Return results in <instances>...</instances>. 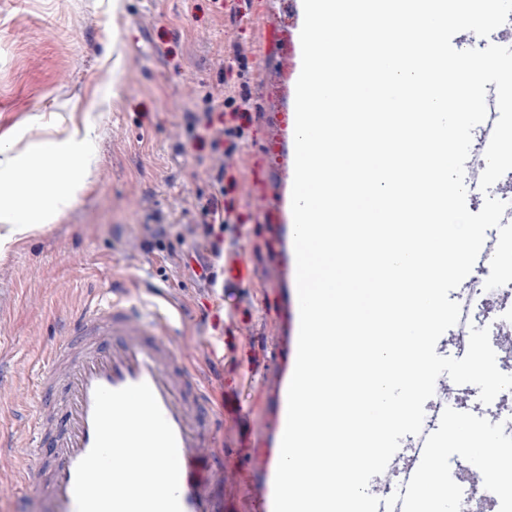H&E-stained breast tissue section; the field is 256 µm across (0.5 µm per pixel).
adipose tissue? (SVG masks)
Listing matches in <instances>:
<instances>
[{
  "label": "adipose tissue",
  "mask_w": 512,
  "mask_h": 512,
  "mask_svg": "<svg viewBox=\"0 0 512 512\" xmlns=\"http://www.w3.org/2000/svg\"><path fill=\"white\" fill-rule=\"evenodd\" d=\"M94 149L92 126L38 141L29 154L0 153V260L56 220L62 202L85 185L83 158Z\"/></svg>",
  "instance_id": "adipose-tissue-1"
}]
</instances>
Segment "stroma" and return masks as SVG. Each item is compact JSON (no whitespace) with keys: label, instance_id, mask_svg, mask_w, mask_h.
<instances>
[{"label":"stroma","instance_id":"1","mask_svg":"<svg viewBox=\"0 0 512 512\" xmlns=\"http://www.w3.org/2000/svg\"><path fill=\"white\" fill-rule=\"evenodd\" d=\"M278 0H0V147L32 152L83 119L96 124L88 187L50 229L0 261V448L29 440L43 352L91 288L134 301L164 287L171 340L210 395L228 467L224 512H257L272 482L297 354L292 227L279 206L294 144L290 97L269 38ZM246 99L233 117L227 98ZM240 124L223 187L205 175L206 118ZM221 207L224 257L195 227ZM157 247L144 252V240ZM216 271L211 288L203 270Z\"/></svg>","mask_w":512,"mask_h":512}]
</instances>
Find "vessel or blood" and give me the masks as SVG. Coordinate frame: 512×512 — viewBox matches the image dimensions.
Segmentation results:
<instances>
[{
    "mask_svg": "<svg viewBox=\"0 0 512 512\" xmlns=\"http://www.w3.org/2000/svg\"><path fill=\"white\" fill-rule=\"evenodd\" d=\"M486 90L489 114L473 131V161L483 158L496 122L495 84ZM172 324L160 303L144 314L121 297L94 293L64 346L43 353L35 410L27 420L33 440L23 451L35 464L32 495L38 512H77L75 470L94 443L96 388L118 390L142 382L150 386L176 436L182 512H224V457L214 448L217 422L205 389L189 377L169 339ZM437 428V422L425 424L408 446L404 461L409 469H417L426 436Z\"/></svg>",
    "mask_w": 512,
    "mask_h": 512,
    "instance_id": "obj_1",
    "label": "vessel or blood"
}]
</instances>
